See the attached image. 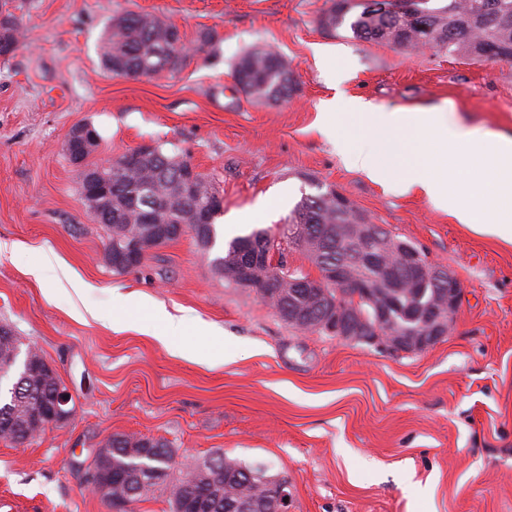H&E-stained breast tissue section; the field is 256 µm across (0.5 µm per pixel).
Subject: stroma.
Here are the masks:
<instances>
[{"mask_svg":"<svg viewBox=\"0 0 512 512\" xmlns=\"http://www.w3.org/2000/svg\"><path fill=\"white\" fill-rule=\"evenodd\" d=\"M22 45L0 57V324L36 345L71 387L74 412L32 443L0 439V512H108L90 492L96 448L116 433L165 438L176 461L221 452L288 476L291 512H512V245L419 194L345 166L317 125L337 92L405 112L445 106L467 128L512 136V62L398 52L318 25L330 0H13ZM176 25L190 54L174 74L103 66L114 15ZM276 46L297 90L243 93L233 64ZM92 124L106 163L145 143L190 161L223 199L217 226L278 236L328 185L371 223L450 269L463 289L446 337L414 354L302 333L253 291L225 286L190 235L113 273L107 234L65 152ZM58 259L84 287L35 280ZM149 299L134 307L130 295ZM185 319L169 345L142 331L152 305ZM234 360L223 361L226 350Z\"/></svg>","mask_w":512,"mask_h":512,"instance_id":"1","label":"stroma"}]
</instances>
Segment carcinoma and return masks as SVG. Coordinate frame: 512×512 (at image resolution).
Wrapping results in <instances>:
<instances>
[{
	"label": "carcinoma",
	"mask_w": 512,
	"mask_h": 512,
	"mask_svg": "<svg viewBox=\"0 0 512 512\" xmlns=\"http://www.w3.org/2000/svg\"><path fill=\"white\" fill-rule=\"evenodd\" d=\"M9 0H0V56L13 53L21 43L22 32L16 17L6 10ZM349 24L353 37L361 41L385 44L401 52L430 46L446 50L463 59H484L489 51L504 58H512V0H415V11L408 13L396 8L391 0H331V6L318 18L319 26L336 31ZM190 54L176 26L159 16L144 12H125L113 18L101 45L104 66L115 76L131 79L151 77L179 71ZM233 73L247 79L249 96L257 100L291 97L292 71L288 60L270 46L256 47L238 58ZM180 161L156 147L150 160L137 158L130 152L113 160L107 166L96 167L99 184L90 187L81 181V194L86 196V206L95 210L103 207L102 223L107 230L105 253L116 250V244L130 237H139L160 247L173 237H160L159 228L164 224H186L187 233L197 247L210 254L217 243L215 221L222 209L210 207L211 198L219 193L217 186L205 175H200L193 194L186 195L179 182ZM356 214L343 211L330 190L318 188L295 206L283 225L281 237H288V225L307 224L317 233V247L323 259H334L345 245L336 243L335 226L349 224ZM246 241L250 245L268 250L275 239L263 230H254L238 236L228 243L224 253L210 260L215 272L224 283L234 288L239 282L224 277V272L235 273L241 260L235 245ZM401 306L421 305L429 309L443 307L448 289L434 283L424 288L412 284L397 289ZM260 296L270 294L278 302L286 299L311 314L307 326L313 333H323L318 328L317 312L322 302L320 294L313 291L283 293V290L266 284L256 289ZM345 304L354 307L358 314L373 327L375 333H402L409 327L400 315L387 325H375L373 301L355 290L342 289ZM27 356V350L18 340L0 339V367L10 360ZM51 387L33 371H21L13 378V386L0 392V421L12 422L7 429L10 440L17 445L34 441V425L27 414L37 403L49 399ZM138 442L127 434H114L106 442V455L102 467L108 476L112 491L102 492V500L111 506L110 493L126 496V512H139L138 504L161 487H171L170 494L181 495V512H273L267 497V485L278 476L264 467H255L236 458L224 456L190 461L183 468L190 470L191 481L181 487L182 480L172 481L175 451L160 442L149 456L134 451ZM157 474V481L146 486L141 478L146 472Z\"/></svg>",
	"instance_id": "carcinoma-1"
}]
</instances>
